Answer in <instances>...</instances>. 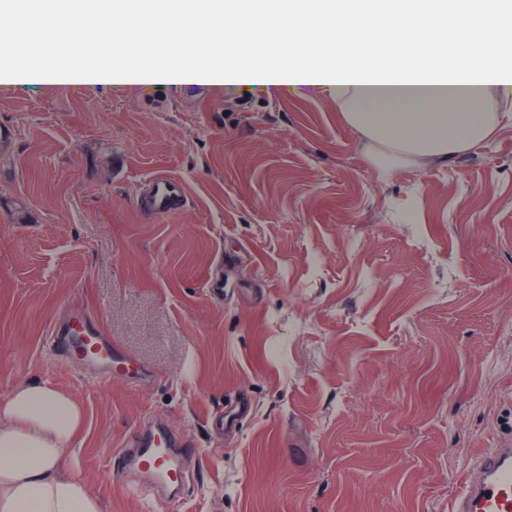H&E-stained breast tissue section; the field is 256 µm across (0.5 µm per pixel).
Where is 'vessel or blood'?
I'll use <instances>...</instances> for the list:
<instances>
[{"label": "vessel or blood", "instance_id": "b4317fda", "mask_svg": "<svg viewBox=\"0 0 512 512\" xmlns=\"http://www.w3.org/2000/svg\"><path fill=\"white\" fill-rule=\"evenodd\" d=\"M138 203L153 215L164 217L183 211L188 194L182 181L155 176L147 180ZM47 343L64 362L74 363L94 379H123L144 386L153 375L106 336L83 307L70 306L65 319L53 327ZM191 448L188 439L162 420L139 426L114 452L118 480L137 496L177 497L182 489V463ZM449 512H512V439L480 454L461 490L451 501Z\"/></svg>", "mask_w": 512, "mask_h": 512}]
</instances>
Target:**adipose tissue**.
Wrapping results in <instances>:
<instances>
[{"mask_svg":"<svg viewBox=\"0 0 512 512\" xmlns=\"http://www.w3.org/2000/svg\"><path fill=\"white\" fill-rule=\"evenodd\" d=\"M157 0H83L67 18L70 40L115 13L139 15ZM177 60L145 65L133 50L81 53L72 63L0 66L8 80L55 85L191 83L279 89L299 84L334 94L345 123L374 151L378 170L474 150L497 131L487 104L512 96V0H288V34L254 62L240 50L208 52L221 18L246 31L269 21L268 0H174ZM84 411L47 382L17 387L0 401V512H103L69 470Z\"/></svg>","mask_w":512,"mask_h":512,"instance_id":"adipose-tissue-1","label":"adipose tissue"}]
</instances>
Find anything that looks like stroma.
I'll return each instance as SVG.
<instances>
[{"instance_id":"1","label":"stroma","mask_w":512,"mask_h":512,"mask_svg":"<svg viewBox=\"0 0 512 512\" xmlns=\"http://www.w3.org/2000/svg\"><path fill=\"white\" fill-rule=\"evenodd\" d=\"M491 109L489 142L382 176L303 86L0 82V400L40 380L81 404L69 466L104 512H448L512 437V98ZM159 173L186 184L182 212L138 207ZM76 301L151 384L50 354ZM150 415L194 443L181 503L114 474Z\"/></svg>"}]
</instances>
